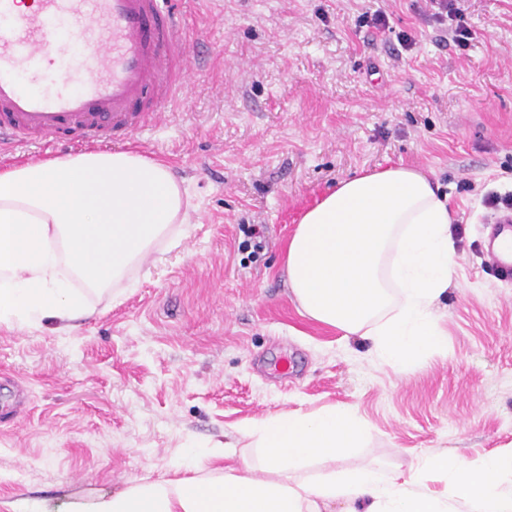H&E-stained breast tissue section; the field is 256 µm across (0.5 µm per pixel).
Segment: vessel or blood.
Wrapping results in <instances>:
<instances>
[{
	"label": "vessel or blood",
	"mask_w": 512,
	"mask_h": 512,
	"mask_svg": "<svg viewBox=\"0 0 512 512\" xmlns=\"http://www.w3.org/2000/svg\"><path fill=\"white\" fill-rule=\"evenodd\" d=\"M191 42L188 0H0V151L156 126L192 76ZM491 223L492 269L512 280V209Z\"/></svg>",
	"instance_id": "b4317fda"
}]
</instances>
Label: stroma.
I'll return each mask as SVG.
<instances>
[{
	"label": "stroma",
	"mask_w": 512,
	"mask_h": 512,
	"mask_svg": "<svg viewBox=\"0 0 512 512\" xmlns=\"http://www.w3.org/2000/svg\"><path fill=\"white\" fill-rule=\"evenodd\" d=\"M456 6L443 26L429 0H195L203 66L127 143L171 164L186 232L77 329L0 326V512H81L299 407H358L366 440L339 469L512 447V281L491 271L483 204L512 192V0ZM400 163L439 184L459 227L447 345L407 375L302 316L282 265L306 209Z\"/></svg>",
	"instance_id": "35a3bbf8"
}]
</instances>
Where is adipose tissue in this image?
I'll return each instance as SVG.
<instances>
[{"instance_id": "ef3b65f1", "label": "adipose tissue", "mask_w": 512, "mask_h": 512, "mask_svg": "<svg viewBox=\"0 0 512 512\" xmlns=\"http://www.w3.org/2000/svg\"><path fill=\"white\" fill-rule=\"evenodd\" d=\"M189 200L170 166L134 150H92L0 169V325L74 328L160 246L175 244ZM446 195L402 165L341 181L307 209L285 270L301 313L369 338L406 374L443 350L437 308L456 257ZM352 405L282 411L249 423L258 456L228 444L136 481L89 512H512V449L473 463L427 455L407 469L360 466L302 476L360 447ZM432 480L441 490L429 489Z\"/></svg>"}]
</instances>
